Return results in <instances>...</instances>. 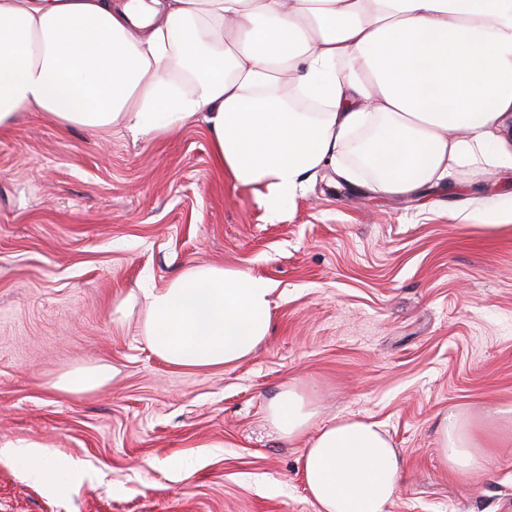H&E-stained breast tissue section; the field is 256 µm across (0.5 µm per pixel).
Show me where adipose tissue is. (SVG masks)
<instances>
[{
    "instance_id": "obj_1",
    "label": "adipose tissue",
    "mask_w": 512,
    "mask_h": 512,
    "mask_svg": "<svg viewBox=\"0 0 512 512\" xmlns=\"http://www.w3.org/2000/svg\"><path fill=\"white\" fill-rule=\"evenodd\" d=\"M295 90L319 102L296 110ZM42 113L96 134L153 138L203 118L235 183L283 201L318 170L405 195L476 168H512V0H0V131ZM273 284L191 265L142 291V334L176 367L253 357L271 332ZM315 398L285 385L267 420L285 439L316 434L301 471L316 512H387L403 464L387 432L357 416L316 425ZM441 458L485 471L493 441L450 414Z\"/></svg>"
}]
</instances>
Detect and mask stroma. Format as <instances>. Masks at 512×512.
Returning <instances> with one entry per match:
<instances>
[{
  "mask_svg": "<svg viewBox=\"0 0 512 512\" xmlns=\"http://www.w3.org/2000/svg\"><path fill=\"white\" fill-rule=\"evenodd\" d=\"M265 193L217 167L199 121L136 141L27 112L0 133V442L39 443L57 468L47 483L1 456L0 512H315L306 439L266 419L292 381L319 421L391 437L404 476L388 512H512V444L462 478L436 435L448 413L512 406V224L474 216L512 207V169L409 196L327 169L275 214ZM198 263L274 284L253 358L175 368L146 346L138 289ZM102 365V386L61 391Z\"/></svg>",
  "mask_w": 512,
  "mask_h": 512,
  "instance_id": "35a3bbf8",
  "label": "stroma"
}]
</instances>
